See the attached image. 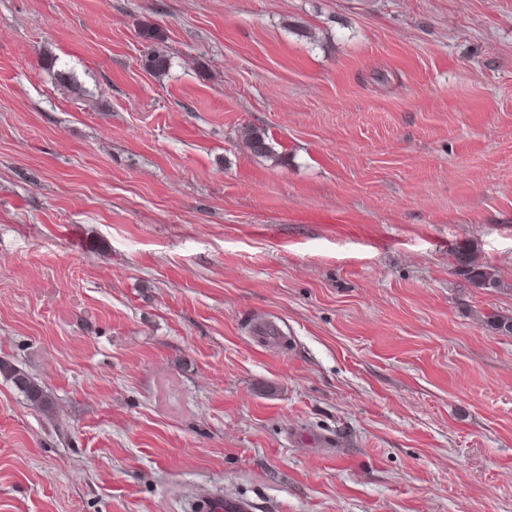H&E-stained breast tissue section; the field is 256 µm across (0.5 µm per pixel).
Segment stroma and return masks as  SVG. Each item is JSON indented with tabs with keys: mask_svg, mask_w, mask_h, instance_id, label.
Masks as SVG:
<instances>
[{
	"mask_svg": "<svg viewBox=\"0 0 512 512\" xmlns=\"http://www.w3.org/2000/svg\"><path fill=\"white\" fill-rule=\"evenodd\" d=\"M492 313L512 0H0V512H512ZM240 137L245 148L254 156L277 160L278 155L264 131L247 127L241 131ZM456 273L474 288L498 290L501 286L492 268L479 262L469 252L460 251L456 258ZM9 379L14 388L30 404L41 408L49 409L51 400L46 391L23 370L17 369L8 363L0 362V375Z\"/></svg>",
	"mask_w": 512,
	"mask_h": 512,
	"instance_id": "stroma-1",
	"label": "stroma"
}]
</instances>
